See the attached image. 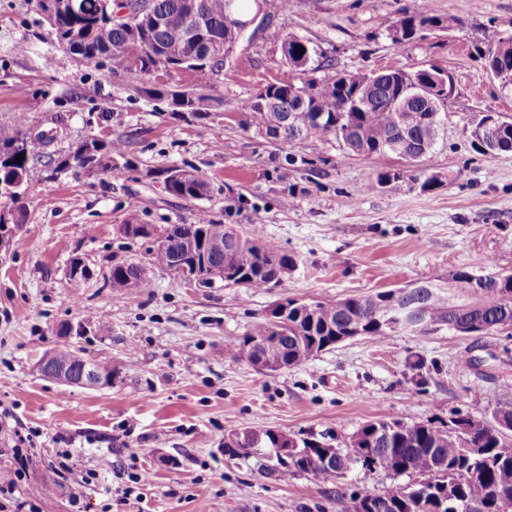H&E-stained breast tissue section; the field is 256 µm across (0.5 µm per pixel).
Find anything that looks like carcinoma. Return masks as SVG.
<instances>
[{
	"instance_id": "obj_1",
	"label": "carcinoma",
	"mask_w": 512,
	"mask_h": 512,
	"mask_svg": "<svg viewBox=\"0 0 512 512\" xmlns=\"http://www.w3.org/2000/svg\"><path fill=\"white\" fill-rule=\"evenodd\" d=\"M151 14L116 19L119 0H79V9L71 11L62 0H39L47 23L57 41L79 62H93L109 57L125 71L153 75L169 65L197 73L210 80L224 67V59H215L208 46L218 45L230 51L235 42L234 27L244 16V0H144ZM198 5L206 40L197 43L187 39L195 26L190 3ZM445 21L430 7L417 3L403 9L396 20L402 39L392 41L402 46L420 38V33ZM267 40L290 44L288 56L281 58V77L248 100L243 110L246 127L266 133L288 144L300 138L325 141L331 138L348 150L366 156L395 154L407 161L410 171L384 174L377 184L394 191L406 181L424 178L422 187L431 189L436 177L427 176L421 168L426 158L435 153L443 139L442 113L431 111L430 96L417 94L426 85V69L391 68L375 73L336 71L316 78L313 73L332 68L329 60L310 42L270 28ZM302 48V55L296 50ZM207 85L180 99L165 89H155L159 98H168L176 112H206L213 98ZM274 96L280 111L265 110L260 100ZM24 123L0 126V185L23 181L31 189L43 169L61 167L64 162L46 152L47 142L40 136L21 140ZM498 149L482 155L493 160L512 152V124L502 125ZM90 165L105 174L114 169L115 158L124 155L122 144L102 139L83 141ZM24 159L17 160V155ZM182 179L165 184L168 193L181 199H200L208 193L207 182L197 173L182 169ZM224 242V253L211 252L207 262L224 268V286L240 285L260 291L281 283L294 260L272 242L252 234L234 240L229 227L217 223L206 213L197 215L191 224H171L164 230V242L154 252L153 265L176 271L175 265L189 264L201 256L203 243ZM112 287L130 293L151 287L145 268L133 263H120L110 271ZM476 281L474 292L489 301L483 313L464 314L456 322H479L491 332L512 326V273L499 271L473 275L467 268L451 273V277L429 276L400 288L368 295L315 301L309 312L292 305L279 322H260L245 336L230 342L229 350L240 360L250 359L261 347L275 358L297 368L319 353L341 343V337L357 334L371 340H382L397 334L390 325L395 307L414 305L426 322L423 332L440 331L452 318L448 301L465 305L472 299L466 291ZM54 362L79 374L83 368L95 367L103 372L112 362L86 356L69 345L54 350ZM367 446L357 454L352 450L333 448L326 441L309 440L310 453L295 461L275 458V467L262 463L264 473L286 479L297 474H310L322 483H333L344 473L360 466L380 471L395 479L387 489L372 495V512H512V433L490 435L479 431L466 436L449 432L448 426L434 423L406 422L395 417L369 420L355 432ZM333 452L334 462L323 464V456ZM423 476L426 483L412 491L396 478Z\"/></svg>"
}]
</instances>
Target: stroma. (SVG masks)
<instances>
[{
    "instance_id": "obj_1",
    "label": "stroma",
    "mask_w": 512,
    "mask_h": 512,
    "mask_svg": "<svg viewBox=\"0 0 512 512\" xmlns=\"http://www.w3.org/2000/svg\"><path fill=\"white\" fill-rule=\"evenodd\" d=\"M412 0H265L263 14L310 41L345 71L434 64L453 76L445 138L428 158L434 190L393 192L381 173L404 171L393 154L366 157L336 140L286 144L244 129L241 109L280 71L281 53L248 27L214 79L212 108L171 114L143 94L144 80L112 74L111 59L81 63L60 51L37 0H0V123L25 116L56 156L90 136L118 140L129 166L89 177L44 175L24 199L28 221L9 225L0 248V469L17 468L15 434L30 436L27 477L12 503L40 512H101L115 471L150 473L137 496L112 512H353L357 496L383 492L390 477L360 467L339 482L309 475L281 481L254 461L229 459L224 441L244 427L303 438L329 435L342 448L365 422L475 419L512 403V327L479 336L400 333L358 337L305 365L255 370L225 349L287 299L334 300L475 268L491 258L512 273V153L486 160L471 146V122L492 112L512 119V91L484 68L481 50L512 38V0H432L455 29L395 49L387 28ZM289 156L305 157L286 167ZM178 167L208 183L207 196L181 200L156 172ZM241 234L261 229L295 259L277 287L196 288L152 267L155 236L193 222L198 211ZM147 224L151 238L125 236ZM92 270L69 281L73 258ZM148 267L149 290L113 288V264ZM111 361L112 387L87 389L45 379L38 365L62 345ZM70 450L71 471L51 466ZM111 470H100L102 460ZM100 476L90 485L82 478ZM80 507H73V496Z\"/></svg>"
}]
</instances>
